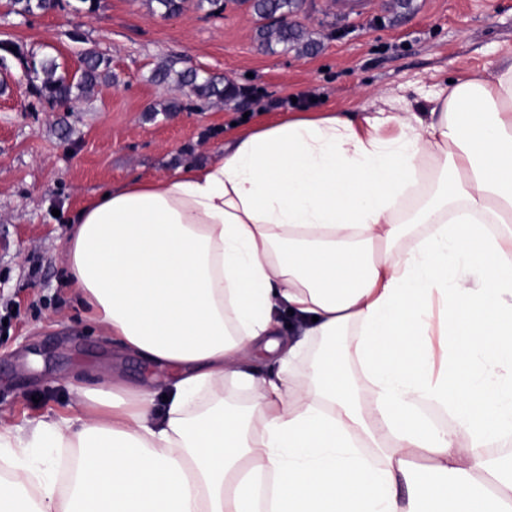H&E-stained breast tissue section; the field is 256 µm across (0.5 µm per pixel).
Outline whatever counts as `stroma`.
Wrapping results in <instances>:
<instances>
[{
	"mask_svg": "<svg viewBox=\"0 0 512 512\" xmlns=\"http://www.w3.org/2000/svg\"><path fill=\"white\" fill-rule=\"evenodd\" d=\"M301 2L310 46L268 50L257 17L233 0L220 10L189 0L172 18L146 0H96L88 14L58 0L26 16L0 0V300L15 308L0 329V426L26 434L60 412L79 417L78 388L117 376L133 389L149 374L118 356L68 285L70 220L103 187L208 163L235 130L297 112L426 123L436 86L512 63V0H365L351 17L336 0ZM88 53L106 74L94 92L69 106L41 96L34 64L55 59L69 76ZM165 65L223 77L241 95L197 98L155 80Z\"/></svg>",
	"mask_w": 512,
	"mask_h": 512,
	"instance_id": "1",
	"label": "stroma"
}]
</instances>
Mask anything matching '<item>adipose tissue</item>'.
<instances>
[{
    "instance_id": "ef3b65f1",
    "label": "adipose tissue",
    "mask_w": 512,
    "mask_h": 512,
    "mask_svg": "<svg viewBox=\"0 0 512 512\" xmlns=\"http://www.w3.org/2000/svg\"><path fill=\"white\" fill-rule=\"evenodd\" d=\"M430 101L428 124L288 117L82 205L69 278L165 373V416L153 383L116 379L84 418L1 427L0 512H512V457L485 453L512 437V65ZM429 158L430 193L395 220ZM25 448L71 449L66 492Z\"/></svg>"
}]
</instances>
